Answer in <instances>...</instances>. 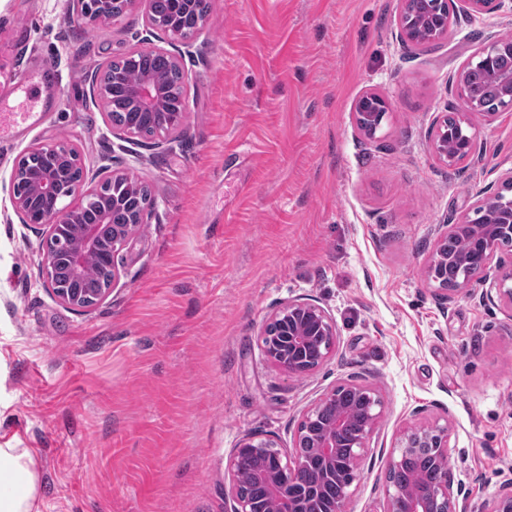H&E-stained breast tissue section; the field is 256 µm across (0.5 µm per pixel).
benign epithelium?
I'll list each match as a JSON object with an SVG mask.
<instances>
[{
    "label": "benign epithelium",
    "instance_id": "7a95c632",
    "mask_svg": "<svg viewBox=\"0 0 512 512\" xmlns=\"http://www.w3.org/2000/svg\"><path fill=\"white\" fill-rule=\"evenodd\" d=\"M144 5L146 17L145 36L131 49L123 60L132 64L144 56H157L168 68L181 67L177 56L157 47L153 40L187 41L202 31L208 21L209 0H177L176 12L180 18L194 22L193 31L180 35L173 25L159 24L154 10V0H93V8L86 7V0H72V14L87 27H96L121 18L136 3ZM464 11L470 14L491 13L504 7L508 0H459ZM409 0H400L401 17L399 37L409 42L418 41L419 26L408 16ZM487 80L498 86L502 93L512 99V67L499 63L488 68ZM93 93L102 104L104 113L114 110L112 88L97 83ZM178 106V111L186 110L185 88L171 86L159 75L146 74L131 85L124 97L123 107L128 112H157L170 103ZM474 109L467 105L456 113L459 124L472 130V133L459 134L448 139L442 132L444 123L437 124L431 148L437 158L446 163L459 164L473 158L477 126L473 122ZM75 160L82 162L81 155L69 141L61 140L52 144L37 145L24 152L12 169V206L20 223L33 228L41 238L43 252L42 276L47 285H52L55 273V256H67L66 271L72 278L83 276L87 266L95 260L111 262L112 276L108 285L90 298L80 292L54 293L59 302L77 312H88L107 300L112 285L118 276V266L114 256L133 238L139 228L151 218L154 203L135 197L138 180L129 172H114L107 168L90 173L83 171L78 180H69L64 175V164ZM122 181L128 188L125 195H114L100 199L101 187L106 183ZM479 236L486 247L480 259L473 261L470 254L448 255L441 245L450 236ZM512 241V203L497 211L494 223L477 226L462 217L454 224L444 225L427 265V275L435 295L444 304L451 303L456 296L470 291L473 283L482 278L491 256L502 240ZM453 264L458 268L459 279L452 288L442 284L437 271L440 267ZM498 297L512 305V267L502 268L496 278ZM288 321V335L292 336L293 350L287 354L271 349L265 350L267 359L284 371L306 376L322 365L332 355L336 341V325L330 315L310 298H296L280 305L268 319ZM311 336L326 337L325 353L317 358L298 359L295 351L304 347ZM350 389L362 395L376 409L369 424L360 437L350 444L351 454L359 459L367 448L369 438L375 428L382 400L378 392L367 385L345 383ZM329 403H340L338 389L334 388L319 399L302 417L297 428V437H312L314 454L328 470L336 469V433L346 421V413L322 427L317 426L320 408ZM451 427L448 424L422 423L400 431L396 443V455L392 457L388 472L402 468L410 455L420 448H433L437 453H448ZM254 453L256 475L265 480L270 498L283 504L282 512H312L308 502L293 499L291 490L296 484L295 474L301 466L300 460L288 456L277 448L271 440L244 439L231 453L227 468L232 475L231 495L236 503L234 512H254L252 504L244 499L238 490L237 463L239 456L246 452ZM451 474L412 497L407 490L392 481H387L386 512H466L453 488ZM484 512H512V483L499 496L484 505Z\"/></svg>",
    "mask_w": 512,
    "mask_h": 512
}]
</instances>
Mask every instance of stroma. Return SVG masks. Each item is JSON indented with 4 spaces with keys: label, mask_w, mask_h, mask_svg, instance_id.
<instances>
[{
    "label": "stroma",
    "mask_w": 512,
    "mask_h": 512,
    "mask_svg": "<svg viewBox=\"0 0 512 512\" xmlns=\"http://www.w3.org/2000/svg\"><path fill=\"white\" fill-rule=\"evenodd\" d=\"M71 0H0V39L28 36L62 103L0 152V446L33 451L46 512H233L228 456L248 436L292 451L303 413L344 383L382 411L346 512H385L404 427L450 423L454 488L481 512L512 482V305L484 281L441 305L426 277L442 225L512 170V108L480 125L472 160L431 149L463 108L450 77L512 12L452 19L446 37L400 41L399 0H211L184 55L187 110L174 139L115 138L92 83L145 28L142 6L92 29ZM389 110L356 126L364 92ZM65 139L87 170L132 172L155 208L88 313L44 286L39 240L20 224L10 174ZM316 299L336 324L308 376L275 368L262 333L281 303ZM368 103L371 102L372 104L376 105H383V103H386V100L381 95L375 93V92H364L359 98L356 100L354 104L353 112L355 113L356 118V124L360 131L364 133L365 136L368 138H374L377 132L376 126H369L368 124L363 122V117H367L369 115L368 112H357L358 106L362 105V103Z\"/></svg>",
    "instance_id": "stroma-1"
}]
</instances>
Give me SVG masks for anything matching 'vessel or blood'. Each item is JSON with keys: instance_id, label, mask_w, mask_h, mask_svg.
Instances as JSON below:
<instances>
[{"instance_id": "1", "label": "vessel or blood", "mask_w": 512, "mask_h": 512, "mask_svg": "<svg viewBox=\"0 0 512 512\" xmlns=\"http://www.w3.org/2000/svg\"><path fill=\"white\" fill-rule=\"evenodd\" d=\"M10 53L14 66L0 69V84L9 89L8 94L0 96V148L39 126L49 112L57 109L60 98L58 88L45 80L43 70L26 66V44L11 42Z\"/></svg>"}]
</instances>
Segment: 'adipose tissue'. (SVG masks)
Instances as JSON below:
<instances>
[{"label": "adipose tissue", "mask_w": 512, "mask_h": 512, "mask_svg": "<svg viewBox=\"0 0 512 512\" xmlns=\"http://www.w3.org/2000/svg\"><path fill=\"white\" fill-rule=\"evenodd\" d=\"M43 488L29 449L0 447V512H43Z\"/></svg>", "instance_id": "obj_1"}]
</instances>
